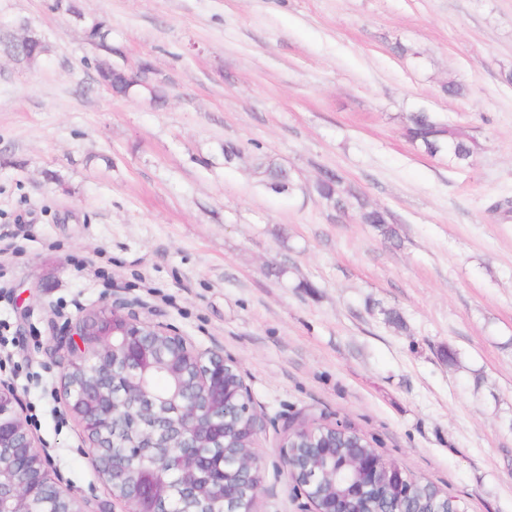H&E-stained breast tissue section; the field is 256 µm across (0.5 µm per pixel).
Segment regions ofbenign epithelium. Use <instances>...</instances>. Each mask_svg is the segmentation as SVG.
<instances>
[{"instance_id": "obj_1", "label": "benign epithelium", "mask_w": 512, "mask_h": 512, "mask_svg": "<svg viewBox=\"0 0 512 512\" xmlns=\"http://www.w3.org/2000/svg\"><path fill=\"white\" fill-rule=\"evenodd\" d=\"M144 336L168 337L167 349L177 363L193 358L198 364H206L207 372L197 378L195 391L184 397L170 412L169 431L180 442V483L167 486L161 466L169 448L156 445L157 431L145 422L156 410L162 397L144 390L138 380L151 373V365L129 356ZM97 355L101 362L109 364L112 377L104 380L94 372L92 376L74 379L65 389L70 411L79 419L90 447L102 451L112 446V432L117 424L110 422L118 403L130 404L135 409L133 418L141 422L143 452L149 465L140 470L136 482L140 484L138 498L112 492L114 500L126 506L124 512H170L167 501L183 490L197 492L196 483H204L210 508L203 512H255L256 498L239 499L237 485L246 480L254 486V494L260 493L261 463L258 457L224 466L215 474L211 467L212 448L224 447V423L235 421L237 430L250 441H256L261 420L252 406V398L246 383H241L235 394L236 401L224 390V370L228 362L217 351L200 352L186 339L171 329L141 320L131 303L121 297H113L92 314L82 316L69 329L68 357L65 370L78 373L86 361ZM0 447L13 449L12 458L21 465L9 470L0 459V512H34L31 505L51 488L55 500L64 499L71 504L66 512H86L80 501L59 486V475L51 459L40 450L24 417V404L13 386L0 383ZM336 441L325 435H313L309 450L320 457H336L332 448ZM282 465L295 478L297 489L310 502H315L313 487L322 481V475L312 469L297 478V470L288 451L282 453ZM341 466L353 469L359 480L350 491L336 496L329 512H368L367 499L379 494L394 502L392 512H412L407 504L415 481L398 464L382 459L373 450L359 451L342 461ZM97 471L105 483L114 488L124 483L123 473L112 466V460L104 458Z\"/></svg>"}]
</instances>
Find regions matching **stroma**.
<instances>
[{
  "mask_svg": "<svg viewBox=\"0 0 512 512\" xmlns=\"http://www.w3.org/2000/svg\"><path fill=\"white\" fill-rule=\"evenodd\" d=\"M53 4L0 0L1 34L23 19L52 47L27 66L0 44V380L72 494L123 510L58 342L116 295L238 366L263 420L256 512H312L282 444L323 423L466 512H512V0ZM84 15L164 105L97 83ZM415 112L473 137V164L413 145ZM260 153L300 190L261 184ZM327 169L393 238L313 192Z\"/></svg>",
  "mask_w": 512,
  "mask_h": 512,
  "instance_id": "obj_1",
  "label": "stroma"
}]
</instances>
